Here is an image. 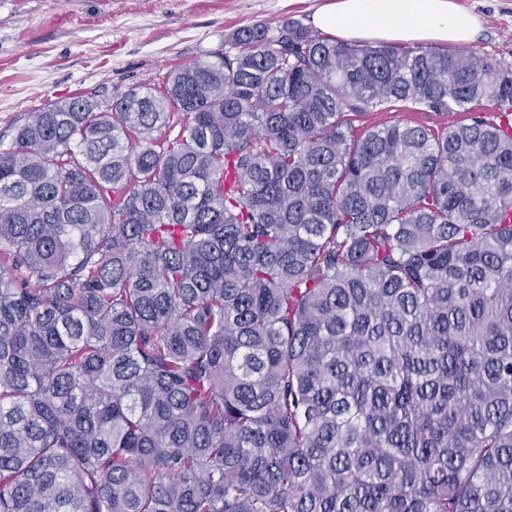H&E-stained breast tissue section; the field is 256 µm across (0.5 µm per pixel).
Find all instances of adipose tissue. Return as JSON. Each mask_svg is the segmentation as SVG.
<instances>
[{"instance_id":"adipose-tissue-1","label":"adipose tissue","mask_w":512,"mask_h":512,"mask_svg":"<svg viewBox=\"0 0 512 512\" xmlns=\"http://www.w3.org/2000/svg\"><path fill=\"white\" fill-rule=\"evenodd\" d=\"M312 22L340 37L361 32L386 42L459 45L473 41L480 28L478 17L456 0H329Z\"/></svg>"}]
</instances>
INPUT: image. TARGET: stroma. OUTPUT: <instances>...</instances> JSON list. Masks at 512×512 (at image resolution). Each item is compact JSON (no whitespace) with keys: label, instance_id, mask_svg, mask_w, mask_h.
Masks as SVG:
<instances>
[{"label":"stroma","instance_id":"1","mask_svg":"<svg viewBox=\"0 0 512 512\" xmlns=\"http://www.w3.org/2000/svg\"><path fill=\"white\" fill-rule=\"evenodd\" d=\"M324 0H0V141L27 113L77 94L163 83L225 51L234 29L311 25ZM481 22L472 50L512 61V0H457Z\"/></svg>","mask_w":512,"mask_h":512}]
</instances>
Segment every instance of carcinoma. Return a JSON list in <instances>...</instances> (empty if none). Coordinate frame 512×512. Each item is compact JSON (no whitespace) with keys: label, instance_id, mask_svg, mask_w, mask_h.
<instances>
[{"label":"carcinoma","instance_id":"cac0c4a2","mask_svg":"<svg viewBox=\"0 0 512 512\" xmlns=\"http://www.w3.org/2000/svg\"><path fill=\"white\" fill-rule=\"evenodd\" d=\"M226 43L0 143V512H512V63ZM461 115L450 118L448 114H435L434 112H382L360 118L357 125H376L379 123L409 122L411 124H423L427 126L446 125L448 121L458 120Z\"/></svg>","mask_w":512,"mask_h":512}]
</instances>
